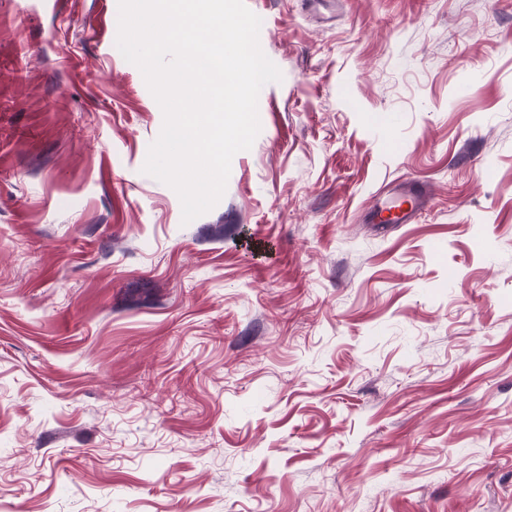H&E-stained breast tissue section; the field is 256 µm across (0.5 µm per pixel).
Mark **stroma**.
I'll return each instance as SVG.
<instances>
[{"label": "stroma", "instance_id": "35a3bbf8", "mask_svg": "<svg viewBox=\"0 0 512 512\" xmlns=\"http://www.w3.org/2000/svg\"><path fill=\"white\" fill-rule=\"evenodd\" d=\"M245 4L186 224L118 0H0V512H512V0ZM399 198H407L411 201V206L408 210L404 211L400 218L398 224H409L410 221L415 216L416 212L423 208L426 204L428 195L422 189L413 188V186L409 185L405 187L400 195L391 201L390 203L384 205L383 207H379L377 214L381 215V213L389 206H391L394 201Z\"/></svg>", "mask_w": 512, "mask_h": 512}]
</instances>
